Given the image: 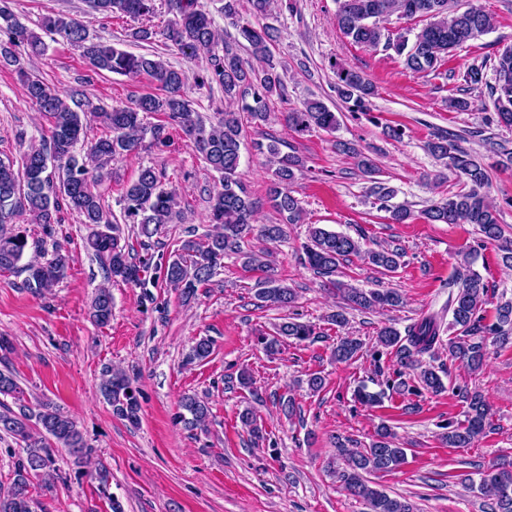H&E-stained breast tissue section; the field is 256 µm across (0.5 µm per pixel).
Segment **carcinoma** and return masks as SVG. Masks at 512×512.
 <instances>
[{
    "label": "carcinoma",
    "instance_id": "obj_1",
    "mask_svg": "<svg viewBox=\"0 0 512 512\" xmlns=\"http://www.w3.org/2000/svg\"><path fill=\"white\" fill-rule=\"evenodd\" d=\"M220 11L238 31L245 49L255 58L266 61L260 71L243 59L232 46H220V37L211 14L197 0H167L173 19L160 31L138 28L131 38L150 43L156 35L170 42L186 59L199 62L194 82L199 87L218 85L224 98L234 109L216 110L215 119L197 112L186 94L188 76L182 69L165 63L153 53H132L110 43L89 39L83 24L63 13L47 16L42 22L44 31L82 48L83 56L95 74L112 73L136 79L149 77L159 93L142 95L127 105L100 112L90 99L79 91L62 98L55 89L28 71L30 57L44 50L41 37L20 23L12 9L13 0H0V64L14 68L22 81L25 95L38 111L50 121L49 136L24 154L22 169L0 160V271L18 267L29 250L28 232L13 224L20 213L28 212L44 229L58 223L62 207L78 213L82 223L97 230L88 246L104 261L108 280L127 283L140 281L138 267L120 245L122 228L104 213L99 196L94 192V172L107 167L119 156H131L144 147L145 138L151 144L164 146L169 142L168 127H178L190 145L203 157L212 171L220 174L219 187L209 196L208 220L214 230L203 239L187 240L180 252L173 255L164 267L166 284L183 289L190 297L198 286L204 285L224 267V258L236 256L244 268L264 273L256 297L271 306L287 308L295 301L293 289L279 283L272 274L270 263L252 250L245 249V239L253 233L258 202L247 192L239 177L241 146L248 129H258L268 116V102L285 93L283 76L271 59L269 45L275 41L277 29L260 30L241 22L239 0H221ZM88 6L99 14H122L133 18L155 13V0H87ZM336 28L353 43L362 47L379 46L394 51L403 58L406 69L415 72L437 71L457 46L486 33L493 27V18L485 11L463 9L458 0H336ZM423 21L422 27L393 31V20ZM494 84L489 86L498 122L512 127V46L505 48L493 65ZM336 91L340 100L351 104L354 112L370 111L375 86L360 72L336 65ZM101 118L106 133L92 143L82 159L72 154V148L84 133L87 114ZM162 114L166 122L150 127L144 117ZM288 127L304 132L310 129L334 131L338 125L336 113L319 100H308L299 109L285 113ZM277 159L274 179L268 197L281 215L280 224H263L259 236L275 243L286 236V227L302 220L301 201L293 195L296 173L301 171V159L294 154L281 153L278 142L265 145L254 143ZM427 152L445 169L465 178L464 188L452 196L431 203L420 211V217L430 224H474L485 238L498 244L503 261L512 266V239L501 236L496 208L487 202L485 188L489 175L485 166L469 152L453 143L448 134L437 131L426 141ZM341 151L354 155L358 167L371 176L376 169L373 161L349 144ZM374 203L389 214L393 224H407L414 212L406 205H392L394 190L375 181L370 188ZM123 221L137 226L140 237L150 241L165 224L180 219L172 191L166 186L165 173L153 167L139 169L136 179L122 195ZM361 252L360 241L316 224L309 227L307 242L302 245L300 259L314 273L328 278L331 288L342 295L346 303L358 310L396 307L400 295L393 288L363 290L334 279L340 260ZM403 253L398 248H381L368 252L369 261L376 267L393 272L401 265ZM70 257L57 250L45 262L24 265L25 285L42 295L54 288L66 275ZM471 254L463 259L465 271L457 278L459 286L448 294L441 312L429 314L405 333L386 325L377 332V343L395 350L404 367H411L417 358L432 356L441 345L442 327L459 328L460 334L448 338V357L473 371L486 361V337L505 346L512 342V301L504 300L496 307L495 322L483 323L482 306L487 301L488 288L480 273L471 268ZM450 321H445L446 316ZM91 317L98 326L112 319V293L106 286L97 289L91 304ZM316 335L315 328L294 316H285L276 325L275 336L266 340L268 353L277 352L280 339L305 342ZM362 343L344 336L338 340L334 357L338 361L353 359ZM415 391L440 393L446 389L442 377L433 368H424L417 375ZM101 391L118 417L136 425L140 404L130 378L122 371L105 370ZM0 396L15 400L18 410L0 402V432L25 444L26 456L15 463L13 481L7 495H0V512H39L43 504L30 492L32 478L43 474L50 479L57 475L56 449L65 447L73 464H82L91 447L75 422L48 400L35 399V405L24 404V391L10 372L0 371ZM459 396L467 403L466 423L448 424L443 440L450 448H469L483 435L488 425L490 407L478 392L466 389ZM180 406L185 428L203 430L207 427L210 407L196 395H186ZM344 455L345 467L339 472L346 490L363 500L369 512H412V504L404 498L392 497L371 485L370 476L388 472L405 463V449L396 446L390 426L377 428L375 440L368 447ZM467 490L483 499L491 512H512V469L491 465L470 480Z\"/></svg>",
    "mask_w": 512,
    "mask_h": 512
}]
</instances>
